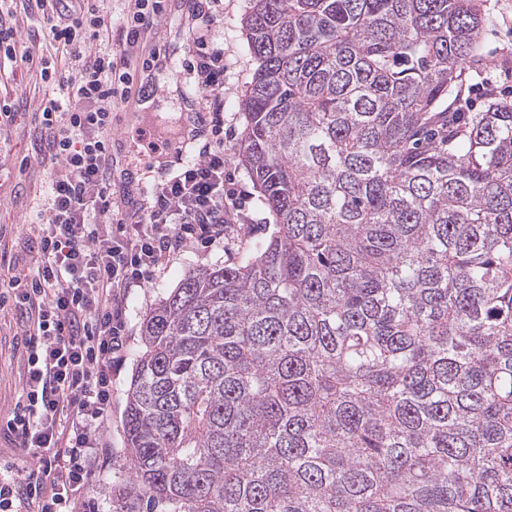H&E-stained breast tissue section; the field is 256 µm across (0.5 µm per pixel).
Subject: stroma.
<instances>
[{"mask_svg": "<svg viewBox=\"0 0 512 512\" xmlns=\"http://www.w3.org/2000/svg\"><path fill=\"white\" fill-rule=\"evenodd\" d=\"M487 22L479 51L487 66L465 72L473 106H481L482 87L492 84L501 98L512 100V0H479ZM197 0H169L168 18L143 38L145 51L179 48L188 56L192 45L186 32ZM250 0H224V12L216 27L215 43L224 50V169L246 196L243 224L224 227L222 245L208 250L190 248L171 257L165 270L145 287H133L127 297L126 347L112 361V419L109 430L112 451L91 491L101 512H129L137 498L126 450L127 390L135 359L142 350L141 322L163 297L190 271L221 267L236 262L251 243L266 238L272 218L238 160V144L245 124L241 99L252 78L255 61L242 35ZM175 79L151 99L148 111L133 112L117 106L112 114V203L117 216H125L129 203L145 181L160 175L177 150L194 153L184 143L187 106L205 111L203 96L184 103ZM53 89L41 81L38 69H21L0 60V99L15 110L12 125L0 128V253L27 267L33 257L32 226L43 211L49 166L41 161L40 130L31 114ZM18 330L12 307L0 308V423H5L18 402L23 380V353L13 337Z\"/></svg>", "mask_w": 512, "mask_h": 512, "instance_id": "stroma-1", "label": "stroma"}]
</instances>
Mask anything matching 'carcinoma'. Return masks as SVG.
<instances>
[{
  "mask_svg": "<svg viewBox=\"0 0 512 512\" xmlns=\"http://www.w3.org/2000/svg\"><path fill=\"white\" fill-rule=\"evenodd\" d=\"M478 0H252L273 218L141 325L139 512H512V101Z\"/></svg>",
  "mask_w": 512,
  "mask_h": 512,
  "instance_id": "obj_1",
  "label": "carcinoma"
}]
</instances>
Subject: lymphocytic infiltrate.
Wrapping results in <instances>:
<instances>
[{
  "instance_id": "1",
  "label": "lymphocytic infiltrate",
  "mask_w": 512,
  "mask_h": 512,
  "mask_svg": "<svg viewBox=\"0 0 512 512\" xmlns=\"http://www.w3.org/2000/svg\"><path fill=\"white\" fill-rule=\"evenodd\" d=\"M120 29L89 0H25L42 19L44 38L67 70L35 59L0 17V52L24 65L57 95L33 118L52 167L46 219L35 227L31 267L0 277V306L12 305L26 354L20 401L6 437L24 480L0 466V512H95L88 493L110 448L112 356L126 342L130 288L151 282L170 257L190 245L224 238L244 204L224 172V51L214 42L220 0L192 17V53L181 62L188 84L209 105V137L178 172L152 186L131 221H114L108 139L116 104L128 103L136 75L157 70L159 52L142 53L145 33L166 17L167 0H127ZM118 31L121 52L95 48Z\"/></svg>"
}]
</instances>
